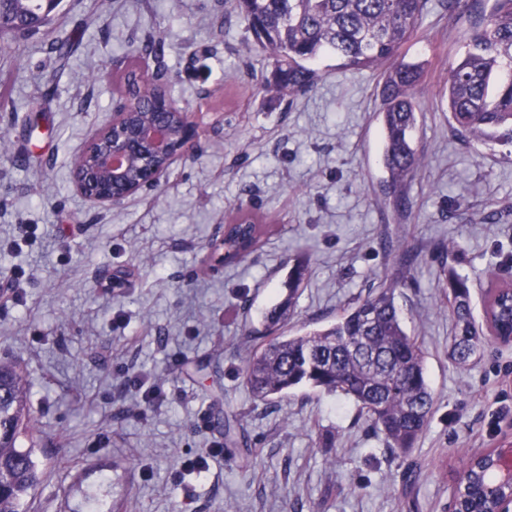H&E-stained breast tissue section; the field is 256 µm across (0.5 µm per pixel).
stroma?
<instances>
[{"instance_id": "35a3bbf8", "label": "stroma", "mask_w": 512, "mask_h": 512, "mask_svg": "<svg viewBox=\"0 0 512 512\" xmlns=\"http://www.w3.org/2000/svg\"><path fill=\"white\" fill-rule=\"evenodd\" d=\"M487 7L471 0L459 18L430 0L401 50L427 63L414 133L424 162L402 210L381 187L377 72L328 56L312 90L267 92L272 57L234 0H61L42 30L5 35L0 358L27 372L43 426L28 512H450L467 459L512 441V343L456 364L440 282L446 267L466 277L478 311L490 285L512 280V157L464 142L439 98ZM153 31L170 95L202 136L159 185L91 205L73 161L112 119L126 52ZM36 97L42 109L29 111ZM239 204L264 224L260 246L215 264L212 242ZM298 260L308 273L291 333L404 280L397 304L435 394L408 455L391 454L344 396L305 387L271 405L252 399L245 361ZM118 273L120 291L108 282ZM140 381L158 387L154 403ZM228 424L247 447L226 445ZM216 444L207 473L181 475L182 459Z\"/></svg>"}]
</instances>
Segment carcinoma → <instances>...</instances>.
Listing matches in <instances>:
<instances>
[{"label":"carcinoma","instance_id":"1","mask_svg":"<svg viewBox=\"0 0 512 512\" xmlns=\"http://www.w3.org/2000/svg\"><path fill=\"white\" fill-rule=\"evenodd\" d=\"M489 13L471 26L464 55L450 67L441 98L461 137L491 148L512 145V0H492ZM428 0H237V17L254 41L268 50L273 70L267 88L290 97L312 89L315 65L334 56L338 66L379 72L378 119L385 182L396 207L408 201L403 183L422 164L413 147L419 105L415 91L426 63L398 57L421 26ZM44 0H0V21L18 31L42 21ZM163 41L151 36L133 51L119 75L124 83L136 71L135 58L155 55ZM262 229L242 213L226 226L224 262H241L259 246ZM306 267L296 263L288 277V298L265 316L266 328L285 326L294 311ZM397 281L383 284L347 305L327 328L281 333L259 347L244 369L254 400L267 403L298 387L339 392L353 400L384 436L395 455L415 447L431 418L435 398L425 371L424 352L404 324L395 303ZM449 312L458 331L450 352L459 364L473 358L484 336L473 314L471 285L454 272L444 274ZM497 331H512V295L504 291L488 307ZM30 384L20 367L0 359V512H23L42 471L34 449L19 438L40 429L28 408ZM493 455L472 471L466 498L474 512H492L504 493L485 486Z\"/></svg>","mask_w":512,"mask_h":512}]
</instances>
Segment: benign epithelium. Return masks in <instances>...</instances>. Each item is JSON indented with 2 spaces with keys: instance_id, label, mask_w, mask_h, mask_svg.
Returning <instances> with one entry per match:
<instances>
[{
  "instance_id": "1",
  "label": "benign epithelium",
  "mask_w": 512,
  "mask_h": 512,
  "mask_svg": "<svg viewBox=\"0 0 512 512\" xmlns=\"http://www.w3.org/2000/svg\"><path fill=\"white\" fill-rule=\"evenodd\" d=\"M139 105V98L121 94L112 121L90 135L73 166L75 190L93 205H114L145 186L157 185L199 141L198 125L190 119L186 108L171 98L161 103L163 111L154 113L152 121L132 124V110ZM148 154L159 162L150 165L146 181L130 182L126 177L129 163ZM494 459L500 483L509 487V493L498 501L494 512H512V448L494 449Z\"/></svg>"
}]
</instances>
